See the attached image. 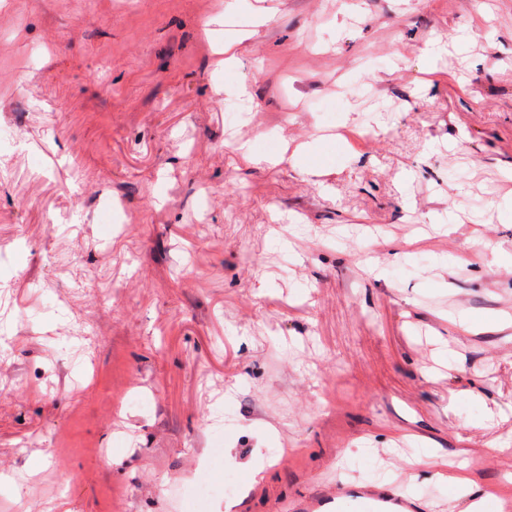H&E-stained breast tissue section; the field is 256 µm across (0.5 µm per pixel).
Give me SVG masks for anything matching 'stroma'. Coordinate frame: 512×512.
<instances>
[{
	"label": "stroma",
	"instance_id": "stroma-1",
	"mask_svg": "<svg viewBox=\"0 0 512 512\" xmlns=\"http://www.w3.org/2000/svg\"><path fill=\"white\" fill-rule=\"evenodd\" d=\"M4 129L0 512L512 504V0H0ZM207 24L203 29V37L207 43V47L211 54L215 56V71H221L225 66L229 65L234 59V44L217 42L212 37V31L207 28ZM302 512H414L408 498L390 488L377 485H350L336 496L311 499L302 503Z\"/></svg>",
	"mask_w": 512,
	"mask_h": 512
}]
</instances>
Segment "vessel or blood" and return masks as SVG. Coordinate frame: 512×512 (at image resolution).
Returning <instances> with one entry per match:
<instances>
[{
  "mask_svg": "<svg viewBox=\"0 0 512 512\" xmlns=\"http://www.w3.org/2000/svg\"><path fill=\"white\" fill-rule=\"evenodd\" d=\"M301 512H414V505L385 486L350 485L336 496L303 502Z\"/></svg>",
  "mask_w": 512,
  "mask_h": 512,
  "instance_id": "b4317fda",
  "label": "vessel or blood"
}]
</instances>
